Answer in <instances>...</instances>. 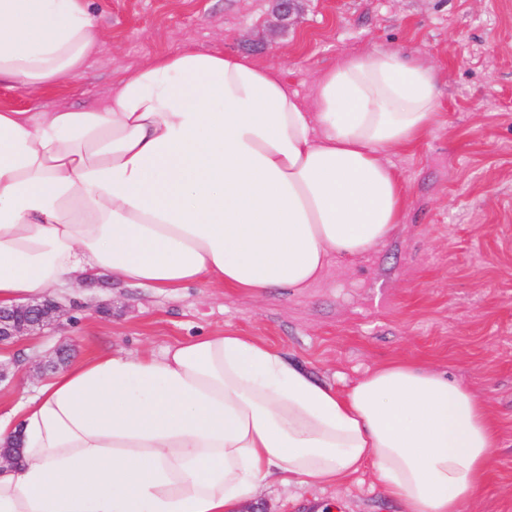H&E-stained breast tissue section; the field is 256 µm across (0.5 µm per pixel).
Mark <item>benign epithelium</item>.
<instances>
[{"label":"benign epithelium","instance_id":"7a95c632","mask_svg":"<svg viewBox=\"0 0 512 512\" xmlns=\"http://www.w3.org/2000/svg\"><path fill=\"white\" fill-rule=\"evenodd\" d=\"M64 314V306L51 298H34L25 303L0 306V349L14 344L18 340L44 333ZM69 357V348L61 345L53 353L39 361L34 371L41 376L49 368L54 370L65 365Z\"/></svg>","mask_w":512,"mask_h":512}]
</instances>
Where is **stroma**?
I'll use <instances>...</instances> for the list:
<instances>
[{"label": "stroma", "mask_w": 512, "mask_h": 512, "mask_svg": "<svg viewBox=\"0 0 512 512\" xmlns=\"http://www.w3.org/2000/svg\"><path fill=\"white\" fill-rule=\"evenodd\" d=\"M105 37L84 70L31 96L0 85L18 112L100 107L126 70L184 48L245 53L282 68L301 95L352 55L393 47L432 65L441 110L413 145L388 156L403 219L380 247L336 263L310 288L261 296L214 285L168 292L104 280L57 289L58 325L0 358V413L35 396V360L61 343L74 357L105 349L163 350L233 331L265 343L315 378L346 389L396 357L473 388L499 428L490 475L467 512H512V0H302L271 27L273 0H86ZM404 512L374 470L336 486L275 483L254 512Z\"/></svg>", "instance_id": "1"}]
</instances>
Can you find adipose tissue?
<instances>
[{
  "mask_svg": "<svg viewBox=\"0 0 512 512\" xmlns=\"http://www.w3.org/2000/svg\"><path fill=\"white\" fill-rule=\"evenodd\" d=\"M103 38L83 0H0V85L40 93ZM440 109L433 67L352 56L301 98L282 71L183 50L129 70L102 109H0V305L76 278L295 291L401 222L386 161ZM0 512H238L267 481L325 488L374 468L405 512H466L498 431L412 359L346 392L231 331L102 351L0 415Z\"/></svg>",
  "mask_w": 512,
  "mask_h": 512,
  "instance_id": "1",
  "label": "adipose tissue"
}]
</instances>
